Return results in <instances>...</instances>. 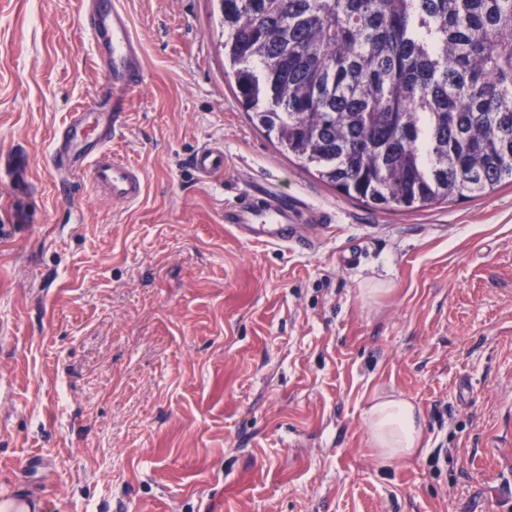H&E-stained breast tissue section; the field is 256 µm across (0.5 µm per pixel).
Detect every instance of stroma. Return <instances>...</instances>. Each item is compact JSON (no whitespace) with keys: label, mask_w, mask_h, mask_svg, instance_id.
Listing matches in <instances>:
<instances>
[{"label":"stroma","mask_w":512,"mask_h":512,"mask_svg":"<svg viewBox=\"0 0 512 512\" xmlns=\"http://www.w3.org/2000/svg\"><path fill=\"white\" fill-rule=\"evenodd\" d=\"M81 0H0V499L38 512H512V185L377 209L250 121L217 0H119L146 62L113 156L133 205L45 160L102 74ZM224 147V174L187 164ZM260 184L331 216L239 240ZM359 249L361 260L344 265ZM411 399L381 465L363 413ZM440 450L437 466L428 459ZM189 163L199 180L209 182L224 170V147L220 144L201 146L193 152ZM369 443L382 464L412 456L422 439L421 415L402 397H376L364 413Z\"/></svg>","instance_id":"1"}]
</instances>
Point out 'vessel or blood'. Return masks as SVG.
<instances>
[{"mask_svg": "<svg viewBox=\"0 0 512 512\" xmlns=\"http://www.w3.org/2000/svg\"><path fill=\"white\" fill-rule=\"evenodd\" d=\"M82 24L90 33L96 63L104 79L92 101L70 113L57 131L48 164L58 175L89 172L93 186L113 201L132 204L144 191L134 166L113 158L110 144L130 96L144 81L143 51L129 17L118 0H81ZM190 166L202 181L224 169V147L208 144L196 149ZM299 206L293 197L252 187L225 205L224 222L243 241L282 246L295 241Z\"/></svg>", "mask_w": 512, "mask_h": 512, "instance_id": "obj_1", "label": "vessel or blood"}]
</instances>
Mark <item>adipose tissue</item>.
Segmentation results:
<instances>
[{
	"label": "adipose tissue",
	"mask_w": 512,
	"mask_h": 512,
	"mask_svg": "<svg viewBox=\"0 0 512 512\" xmlns=\"http://www.w3.org/2000/svg\"><path fill=\"white\" fill-rule=\"evenodd\" d=\"M369 443L381 463L412 456L422 439L421 415L416 405L395 396L376 397L364 413Z\"/></svg>",
	"instance_id": "1"
}]
</instances>
